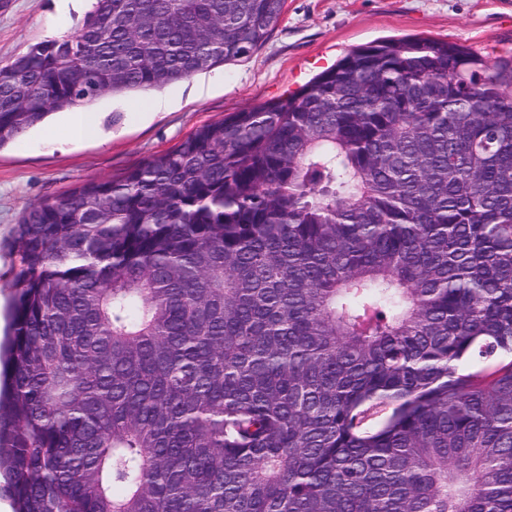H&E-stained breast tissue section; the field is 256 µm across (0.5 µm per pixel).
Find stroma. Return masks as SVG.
<instances>
[{
    "instance_id": "obj_1",
    "label": "stroma",
    "mask_w": 512,
    "mask_h": 512,
    "mask_svg": "<svg viewBox=\"0 0 512 512\" xmlns=\"http://www.w3.org/2000/svg\"><path fill=\"white\" fill-rule=\"evenodd\" d=\"M80 10L57 0H0V65L82 26ZM460 44L485 61L512 52V0H286L267 42L247 60L147 92L107 95L92 104L100 139L67 141L69 112L0 147V335L8 330L15 226L33 203L93 179L121 176L171 149L204 123L275 101L306 84L350 50L401 38ZM167 105L149 111L156 98Z\"/></svg>"
}]
</instances>
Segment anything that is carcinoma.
Listing matches in <instances>:
<instances>
[{"label": "carcinoma", "instance_id": "obj_1", "mask_svg": "<svg viewBox=\"0 0 512 512\" xmlns=\"http://www.w3.org/2000/svg\"><path fill=\"white\" fill-rule=\"evenodd\" d=\"M285 0H92L0 66V147L250 57ZM15 512H512V55L359 46L29 206Z\"/></svg>", "mask_w": 512, "mask_h": 512}]
</instances>
